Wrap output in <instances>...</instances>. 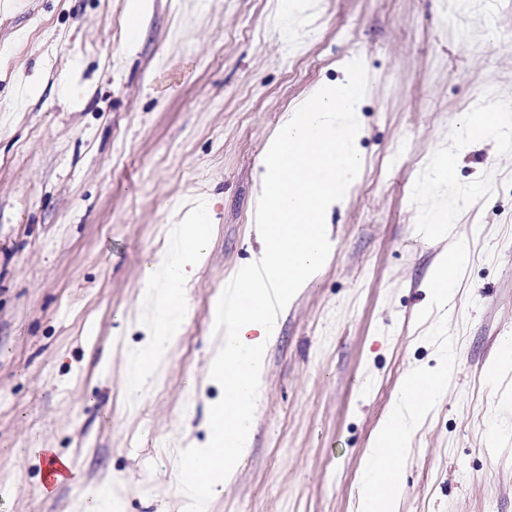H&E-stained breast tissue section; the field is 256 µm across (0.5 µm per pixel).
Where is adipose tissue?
<instances>
[{
  "mask_svg": "<svg viewBox=\"0 0 512 512\" xmlns=\"http://www.w3.org/2000/svg\"><path fill=\"white\" fill-rule=\"evenodd\" d=\"M212 236V225L197 211L188 212L180 224L174 225L169 249L161 260L164 277L152 296V340L132 367L125 384L128 398H138L150 377L151 365L163 359L177 339L190 276L204 264ZM466 261V250L457 246L442 255L432 288L437 304H447L455 295ZM453 360L452 353L443 352L442 369H417L401 380L397 401L370 438L357 487V512H398L406 452L417 426L441 394L447 367Z\"/></svg>",
  "mask_w": 512,
  "mask_h": 512,
  "instance_id": "obj_1",
  "label": "adipose tissue"
}]
</instances>
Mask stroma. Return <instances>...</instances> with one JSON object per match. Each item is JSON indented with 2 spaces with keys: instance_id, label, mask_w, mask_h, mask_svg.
Returning a JSON list of instances; mask_svg holds the SVG:
<instances>
[{
  "instance_id": "1",
  "label": "stroma",
  "mask_w": 512,
  "mask_h": 512,
  "mask_svg": "<svg viewBox=\"0 0 512 512\" xmlns=\"http://www.w3.org/2000/svg\"><path fill=\"white\" fill-rule=\"evenodd\" d=\"M0 0V512H185L177 455L204 441L218 337L210 308L255 261V171L314 85L362 60L364 167L329 219L333 256L281 316L251 451L207 512H355L370 436L401 379L439 363L447 387L405 460L399 512H512V155L460 145L461 116L512 104V0ZM454 159L445 191L423 188ZM457 213L421 234L435 200ZM211 208L206 264L181 333L136 402L149 270L189 201ZM469 260L446 310L439 254ZM501 428L490 436L489 421ZM43 448L78 479L40 488Z\"/></svg>"
}]
</instances>
